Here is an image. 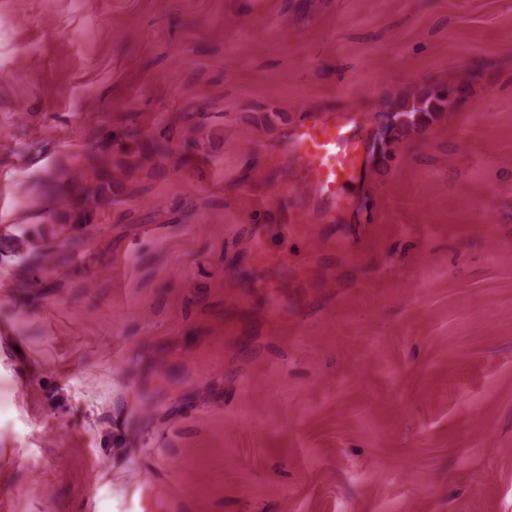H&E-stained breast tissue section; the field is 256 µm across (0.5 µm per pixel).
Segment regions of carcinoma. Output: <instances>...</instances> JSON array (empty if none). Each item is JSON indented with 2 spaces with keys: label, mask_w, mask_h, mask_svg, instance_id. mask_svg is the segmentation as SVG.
<instances>
[{
  "label": "carcinoma",
  "mask_w": 512,
  "mask_h": 512,
  "mask_svg": "<svg viewBox=\"0 0 512 512\" xmlns=\"http://www.w3.org/2000/svg\"><path fill=\"white\" fill-rule=\"evenodd\" d=\"M464 92V86L450 83L446 88L423 87L397 101L389 107L387 122L378 129L381 146L451 108ZM200 148L196 142L175 144L164 129L144 133L116 128L93 140L84 153L69 158L50 175L56 189L55 206L45 212L44 219L64 231L86 229L99 213L131 195L144 173L172 160L181 164Z\"/></svg>",
  "instance_id": "1"
}]
</instances>
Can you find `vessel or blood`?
<instances>
[{
  "label": "vessel or blood",
  "instance_id": "vessel-or-blood-1",
  "mask_svg": "<svg viewBox=\"0 0 512 512\" xmlns=\"http://www.w3.org/2000/svg\"><path fill=\"white\" fill-rule=\"evenodd\" d=\"M364 147L363 127L351 112L312 114L286 134L277 157L282 175L267 197L240 187V194L254 205L269 198L281 210L279 223L263 226L249 251L258 272L251 285L264 296L270 319H278L283 311L289 278L301 275L310 261L304 247L310 217L297 202L299 192H314L332 209L349 207L351 188L362 174Z\"/></svg>",
  "mask_w": 512,
  "mask_h": 512
}]
</instances>
